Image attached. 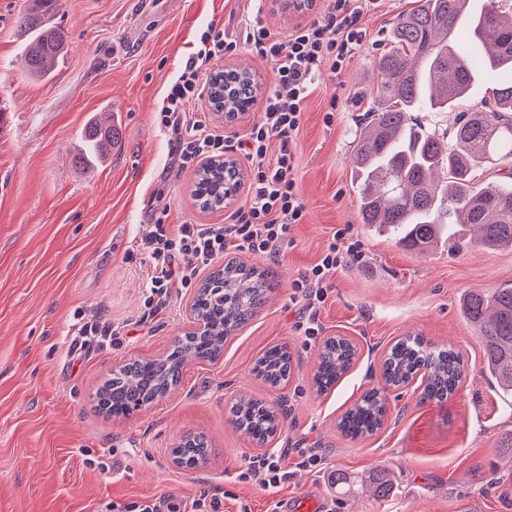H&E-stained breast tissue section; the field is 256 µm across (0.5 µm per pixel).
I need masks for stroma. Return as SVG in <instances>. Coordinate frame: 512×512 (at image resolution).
<instances>
[{
    "mask_svg": "<svg viewBox=\"0 0 512 512\" xmlns=\"http://www.w3.org/2000/svg\"><path fill=\"white\" fill-rule=\"evenodd\" d=\"M26 0H0V512H112L150 502L161 512H272L283 497L300 512H512V393L484 371L482 346L462 313L473 290L512 283V248L426 253L362 224L352 157L372 104L376 64L398 17L415 0H378L364 16L372 40L336 79L322 75L305 103L295 178L307 208L277 260L239 253L277 289L219 359L194 360L166 397L126 418L94 409L99 385L137 358L166 355L192 326L194 289L177 288L156 312L145 306L149 270L131 251L156 218L220 224L228 210L191 198L194 170L171 165L174 142L156 121L168 85L197 52L208 26L236 30L261 13L284 34L297 25L275 0H62L55 23L68 48L52 76L26 77L14 20ZM335 112H328V104ZM114 113L121 148L93 177L74 163L89 116ZM359 246L338 269L319 312L318 340L294 329L291 284L334 235ZM121 330L118 344L89 342L70 356L77 317ZM420 335L453 345L466 372L444 405L419 403L418 384L388 396L385 424L363 441L337 423L380 377L385 353ZM346 336L358 353L334 388L312 374L321 341ZM292 354L275 389L253 366L269 347ZM247 393L281 405L279 436L262 448L229 422ZM208 436L207 465H171L186 432ZM326 451L323 470L299 465L298 449ZM279 455L288 482L267 491L240 480L248 460Z\"/></svg>",
    "mask_w": 512,
    "mask_h": 512,
    "instance_id": "stroma-1",
    "label": "stroma"
}]
</instances>
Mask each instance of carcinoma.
I'll return each mask as SVG.
<instances>
[{"label": "carcinoma", "instance_id": "1", "mask_svg": "<svg viewBox=\"0 0 512 512\" xmlns=\"http://www.w3.org/2000/svg\"><path fill=\"white\" fill-rule=\"evenodd\" d=\"M469 0H419L399 18L389 49L377 63L380 81L373 94L375 109L361 128L354 150V181L362 223L386 233L395 243L420 253L439 239L465 249L460 228L470 227L486 249L512 247V172L481 188L476 175L486 165L512 159V6L489 0L479 16L465 15ZM61 0H28L17 15L14 33L25 41L24 68L32 78H48L67 46V36L54 24ZM483 67L498 84L494 104L486 111L455 116L452 139L415 122V112H446L467 95L475 70ZM215 112L254 103L262 85L251 71L238 68L223 76ZM112 123L94 118L86 129L79 156L83 162L103 154L101 136ZM243 181L235 161L200 168L191 197L202 211L230 204ZM274 289L268 276L231 260L213 273L195 297V319L202 328L184 333L162 360L135 359L112 372L97 390L98 409L128 415L150 405L181 380L191 360H213L230 335L247 325ZM463 313L483 347L485 371L512 391V286L492 294L470 292ZM357 346L343 336H330L320 348L313 383L317 393L331 390L352 367ZM256 377L273 388L287 385L292 355L284 346L266 349L256 360ZM465 372L461 354L421 336H406L387 352L381 381L366 389L341 416L337 428L352 439L379 431L387 412V392L422 378L420 400L443 404ZM228 415L252 442L271 441L283 421L277 410L248 394L239 395ZM182 466L193 469L210 448L201 433L178 444Z\"/></svg>", "mask_w": 512, "mask_h": 512}]
</instances>
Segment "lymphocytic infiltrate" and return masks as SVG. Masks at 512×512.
<instances>
[{"mask_svg": "<svg viewBox=\"0 0 512 512\" xmlns=\"http://www.w3.org/2000/svg\"><path fill=\"white\" fill-rule=\"evenodd\" d=\"M373 4L374 0H323L318 15L283 36L258 16L242 20L234 34L214 25L201 33L197 53L170 84L156 121L174 137L172 167L182 172L233 152L247 163L248 192L225 224L186 221L173 228L154 222L137 245L151 265L146 305L161 302L172 289L191 287L199 273L228 250L271 260L279 257L291 227L303 223L307 214L293 176L304 102L317 76L325 71L341 75L367 42L363 17ZM245 47L269 64L273 81L260 119L233 139L202 121L188 120L186 112L201 98L211 64ZM356 251L355 244L332 240L319 260L294 280L290 300L300 307L294 328L306 341L319 335L318 311L336 271Z\"/></svg>", "mask_w": 512, "mask_h": 512, "instance_id": "1", "label": "lymphocytic infiltrate"}]
</instances>
